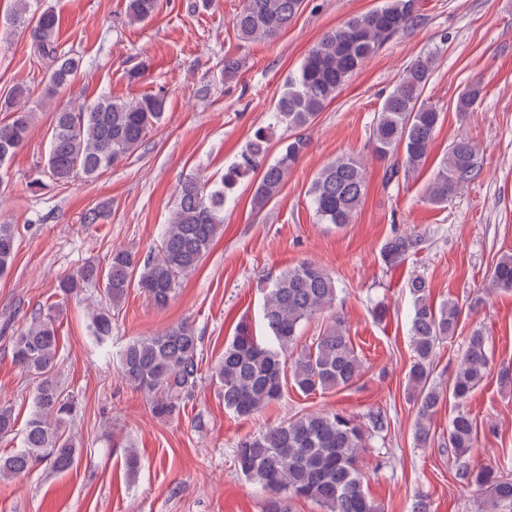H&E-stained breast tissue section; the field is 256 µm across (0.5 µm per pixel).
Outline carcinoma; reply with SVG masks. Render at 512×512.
Masks as SVG:
<instances>
[{"label":"carcinoma","instance_id":"cac0c4a2","mask_svg":"<svg viewBox=\"0 0 512 512\" xmlns=\"http://www.w3.org/2000/svg\"><path fill=\"white\" fill-rule=\"evenodd\" d=\"M303 0H243L232 25L244 41L270 40L286 30ZM160 0H128L127 21L151 18ZM417 0H385L375 9L350 18L325 33L311 47L299 70L288 79L272 112L273 124L291 130L309 125L362 64L390 38L418 21ZM10 23L32 26L31 52L47 64L45 93L52 97L66 88L83 66L82 57L60 49L59 18L50 8L31 13L28 0H17ZM434 59L421 56L405 68L384 100L372 126V156L385 159L399 152L406 170L419 168L427 159L442 112L424 98ZM27 96L23 85L0 97V110L12 113L0 126V166L10 160L28 138L31 113L19 106ZM480 88L472 85L459 94L455 111H473ZM166 91L124 99L105 93L90 103L66 106L57 112L51 129L46 171L58 184L92 178L134 153L146 133L159 124L166 110ZM269 129H258L240 160L218 183L185 178L176 189V201L164 225L160 247L145 255L116 248L100 267L87 264L58 281L62 295L97 290V308L89 329L103 338L112 335V311L131 287L143 292L153 305L164 308L175 296L179 278L196 267L224 226L226 191L241 180L254 184L252 202L264 208L281 191L297 163L305 141L296 137L282 149L274 163L262 165L268 151ZM481 171L478 146L470 138H457L426 186L425 197L445 205L464 191ZM309 195L315 213L326 224L342 227L352 222L365 195V161L340 155L313 179ZM417 234H399L384 244L381 257L394 265L419 250ZM14 225L0 224V274L13 261ZM412 299L410 342L413 361L408 371L409 397L417 406L416 440H430L428 421L442 401L456 403L448 424V448L458 462L456 478L463 490L484 496L490 512H512V475L500 468L472 470L466 462L474 448L477 423L466 408L472 392L491 374L486 332L475 327L465 337L459 361L448 388L433 382L437 348L455 338L461 309L452 301L436 306L429 283L415 277L408 282ZM491 288L512 292V255L495 264ZM338 288L334 277L315 262L303 261L276 276L266 293L262 317L268 335L258 337L245 326L224 347L212 376L223 388L224 408L247 419L279 400L288 384L303 395L349 386L362 372L363 361L354 348L343 318L335 312ZM331 313L324 332L309 346L293 354L302 324L321 313ZM201 337L189 322L138 336L122 352L119 372L132 388L156 395L152 411L166 418L180 410L198 380L197 359ZM59 336L52 313L36 311L13 342V362L37 380L26 421L22 448L0 457V478L29 474L47 464L63 473L79 452L75 434L66 430L77 411V397L57 378ZM13 409L0 406V435L12 434ZM387 429L381 411L360 423L342 412L319 410L292 416L258 434L242 438L235 463L241 473L267 493L265 512H288L285 500L301 497L320 504L325 512H378L364 491L365 473L360 459L371 439Z\"/></svg>","mask_w":512,"mask_h":512}]
</instances>
